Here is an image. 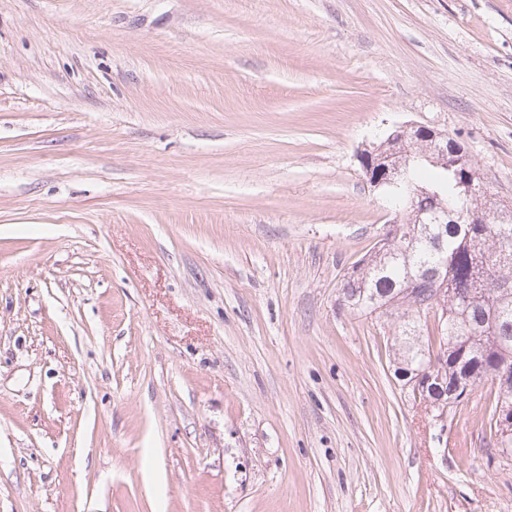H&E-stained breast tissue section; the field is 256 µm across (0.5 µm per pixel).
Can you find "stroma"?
Here are the masks:
<instances>
[{
	"instance_id": "1",
	"label": "stroma",
	"mask_w": 512,
	"mask_h": 512,
	"mask_svg": "<svg viewBox=\"0 0 512 512\" xmlns=\"http://www.w3.org/2000/svg\"><path fill=\"white\" fill-rule=\"evenodd\" d=\"M411 123L512 201V0H0V512H512L343 301Z\"/></svg>"
}]
</instances>
